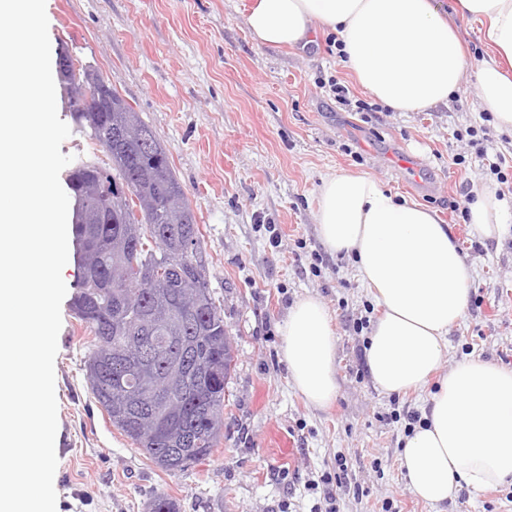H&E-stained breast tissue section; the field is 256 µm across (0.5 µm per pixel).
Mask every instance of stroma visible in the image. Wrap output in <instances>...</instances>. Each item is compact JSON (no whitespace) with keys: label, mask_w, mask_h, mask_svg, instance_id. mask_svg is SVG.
<instances>
[{"label":"stroma","mask_w":512,"mask_h":512,"mask_svg":"<svg viewBox=\"0 0 512 512\" xmlns=\"http://www.w3.org/2000/svg\"><path fill=\"white\" fill-rule=\"evenodd\" d=\"M251 0H46L52 51L94 66L165 148L201 228L199 256L224 309L235 368L224 436L209 461L169 474L120 433L95 401L84 360L91 339L71 311L77 265L55 363L57 512H147L168 494L180 512H435L400 467L410 416L427 393L379 391L367 370L373 300L352 258L331 255L317 229V188L342 172L368 173L392 193L436 211L472 269L469 302L448 331L444 369L480 358L512 369V235L485 243L453 212L462 192L497 188L470 144L512 175V135L479 106L474 77L424 112H356L325 83L369 100L335 45L314 28L306 45L256 44ZM465 155L464 164L453 162ZM279 233V246L269 243ZM312 293L336 332L334 404L310 408L294 390L279 328ZM346 470L350 487L323 475ZM444 512H512V485L463 488Z\"/></svg>","instance_id":"obj_1"}]
</instances>
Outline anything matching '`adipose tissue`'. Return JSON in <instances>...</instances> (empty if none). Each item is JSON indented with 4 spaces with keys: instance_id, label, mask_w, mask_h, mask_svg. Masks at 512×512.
<instances>
[{
    "instance_id": "adipose-tissue-1",
    "label": "adipose tissue",
    "mask_w": 512,
    "mask_h": 512,
    "mask_svg": "<svg viewBox=\"0 0 512 512\" xmlns=\"http://www.w3.org/2000/svg\"><path fill=\"white\" fill-rule=\"evenodd\" d=\"M477 20L490 53L471 68L440 0H254L252 39L295 46L313 24L336 33L357 82L389 108L414 112L447 103L475 72L483 110L512 133V0H455ZM318 228L332 254L354 257L382 315L366 348L369 374L387 394L429 391L421 421L403 444L401 465L416 497L446 504L460 488L512 484V370L480 359L440 374L448 330L468 304L472 270L447 225L416 202H398L366 173H340L319 188ZM480 239L512 228L494 193L469 205ZM294 388L313 408L336 399V336L322 300L308 294L280 328Z\"/></svg>"
}]
</instances>
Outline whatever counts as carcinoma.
<instances>
[{
    "instance_id": "1",
    "label": "carcinoma",
    "mask_w": 512,
    "mask_h": 512,
    "mask_svg": "<svg viewBox=\"0 0 512 512\" xmlns=\"http://www.w3.org/2000/svg\"><path fill=\"white\" fill-rule=\"evenodd\" d=\"M69 94V110L78 128L100 146L108 161L77 158L67 175L74 203L72 224L77 250L79 282L72 301L75 317L92 335L84 367L91 392L112 424L137 445L145 457L165 472L186 470L209 458L224 433V406L228 380L235 366L231 336L224 324V309L207 293L184 335L197 343L206 370L192 372L184 384L175 383L166 394L172 412L162 428L153 427L126 405L146 392L164 370L173 347L145 349L147 358L127 341L125 316L115 313L113 300L102 288L107 270L124 261L133 278L124 290L132 314L165 312L161 296L176 286L167 269L179 267L183 283L208 288L205 266L196 258L200 227L180 185L165 148L152 128L112 89L98 70L83 66L61 80ZM95 83L112 95L95 112L73 103L83 85ZM116 178L129 185L123 197L112 198V220L88 224L85 216L100 207L92 186L106 190ZM195 443H186V434ZM149 512H180L168 495H156Z\"/></svg>"
}]
</instances>
